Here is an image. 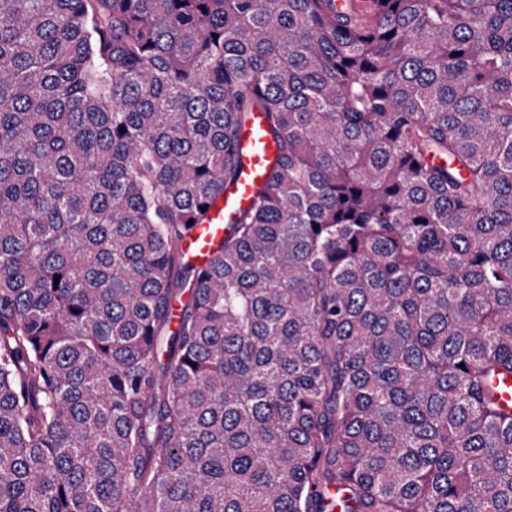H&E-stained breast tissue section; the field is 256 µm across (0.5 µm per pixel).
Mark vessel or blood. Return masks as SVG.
<instances>
[{
	"label": "vessel or blood",
	"mask_w": 512,
	"mask_h": 512,
	"mask_svg": "<svg viewBox=\"0 0 512 512\" xmlns=\"http://www.w3.org/2000/svg\"><path fill=\"white\" fill-rule=\"evenodd\" d=\"M262 116H254L242 140L243 170L239 181L229 188L223 198L210 208L203 224L184 242V252L196 265L208 262L224 238V215L230 209L245 206L262 186L267 171L274 161L275 146L264 136Z\"/></svg>",
	"instance_id": "b4317fda"
}]
</instances>
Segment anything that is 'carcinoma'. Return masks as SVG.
Listing matches in <instances>:
<instances>
[{
  "instance_id": "carcinoma-1",
  "label": "carcinoma",
  "mask_w": 512,
  "mask_h": 512,
  "mask_svg": "<svg viewBox=\"0 0 512 512\" xmlns=\"http://www.w3.org/2000/svg\"><path fill=\"white\" fill-rule=\"evenodd\" d=\"M511 378L512 0H0V512H512ZM265 130L263 118L256 114L242 139L243 170L239 181L224 192L210 208L208 218L199 224L184 242V252L196 265L206 264L220 241L224 240V215L230 209L245 206L262 186L274 161L275 146Z\"/></svg>"
}]
</instances>
